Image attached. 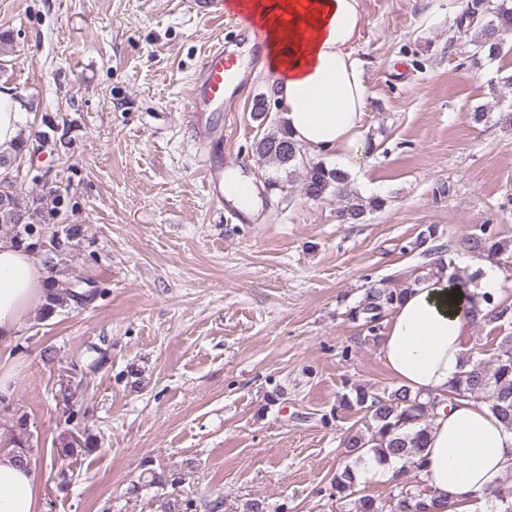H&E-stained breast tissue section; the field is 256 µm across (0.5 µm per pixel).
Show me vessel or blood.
<instances>
[{"label":"vessel or blood","mask_w":512,"mask_h":512,"mask_svg":"<svg viewBox=\"0 0 512 512\" xmlns=\"http://www.w3.org/2000/svg\"><path fill=\"white\" fill-rule=\"evenodd\" d=\"M234 23L256 48L267 43L266 30L246 13H235ZM246 83V75L234 51L226 44L212 46L206 56L200 75L190 87L187 109L195 118V134L208 153L201 158L205 170L206 190L215 201L224 199V175L218 169L223 130L215 128L211 114L223 109L234 99Z\"/></svg>","instance_id":"vessel-or-blood-1"}]
</instances>
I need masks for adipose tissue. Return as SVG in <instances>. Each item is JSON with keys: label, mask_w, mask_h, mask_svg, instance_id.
<instances>
[{"label": "adipose tissue", "mask_w": 512, "mask_h": 512, "mask_svg": "<svg viewBox=\"0 0 512 512\" xmlns=\"http://www.w3.org/2000/svg\"><path fill=\"white\" fill-rule=\"evenodd\" d=\"M267 29V62L279 75L278 97L292 139L335 157L341 171L358 169L373 144L362 124L367 87L347 47L363 23L359 0H251ZM26 103L0 91V151L12 148ZM49 270L36 255L0 241V346L8 345L46 296ZM447 270L409 288L391 311L380 343L397 385L445 394L468 368L474 323ZM437 512H477L481 495L501 487L512 470V430L469 400L441 403L418 459ZM39 473L0 454V512H39Z\"/></svg>", "instance_id": "obj_1"}]
</instances>
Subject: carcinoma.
I'll list each match as a JSON object with an SVG mask.
<instances>
[{"mask_svg": "<svg viewBox=\"0 0 512 512\" xmlns=\"http://www.w3.org/2000/svg\"><path fill=\"white\" fill-rule=\"evenodd\" d=\"M487 19L479 20L474 35L476 46L487 51L488 57L496 58L503 52L504 36L512 34V0H497L486 8ZM255 151L262 158L272 162L279 169L288 171L296 165L301 155L300 147L291 139L285 122L268 131L254 143ZM348 176L335 168L323 164L309 166L304 174L302 189L312 200H321L333 193L340 202L337 217L344 223L359 224L366 214L384 206V200L373 197L364 200L348 189ZM44 196L21 194L16 181L0 189V239H6L17 246H24L34 253L48 247L44 263L54 269L53 257L72 251L81 244V227L78 224H32L30 220L44 208ZM508 244L499 236L495 225L486 224L481 233L466 240L468 252L478 258H497L507 251ZM406 289L375 287L368 289L363 298L347 309L345 316L366 333L364 340L376 342L379 339L381 320L398 303ZM100 294L94 280L64 282L53 280L47 289L45 315L72 301L84 305ZM487 311L483 323L500 327L512 326V303L483 297ZM474 400L484 398L489 409L503 424L512 430V334L502 337L494 358L488 361L477 359L470 369L457 376L448 385V399ZM441 399L429 395L422 397L408 388L399 386L388 394L380 396L357 385L351 392L340 398V406L362 413L361 425L356 427L343 442L345 464L331 483L330 496L337 500L351 502L355 512H384V504L378 499L361 494L358 489V470L365 463V455L374 453L381 461L389 456L403 461V467L418 468L416 457L426 446L432 418ZM16 435L12 441V452L17 460L31 462L27 448L28 420L20 415L13 418ZM429 494L422 491H402L396 498L394 512H432L433 505L427 504ZM490 512H512V495L500 491L488 497Z\"/></svg>", "mask_w": 512, "mask_h": 512, "instance_id": "1", "label": "carcinoma"}]
</instances>
